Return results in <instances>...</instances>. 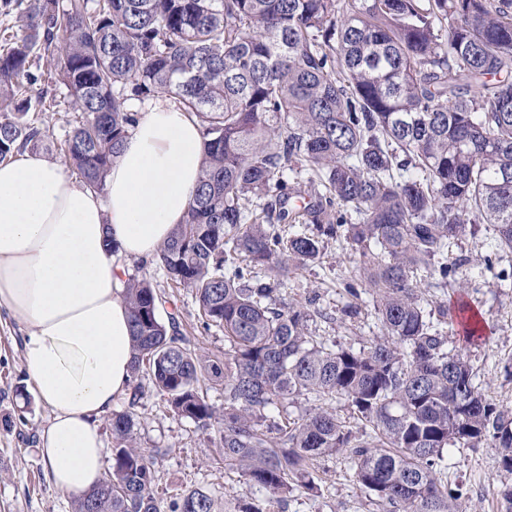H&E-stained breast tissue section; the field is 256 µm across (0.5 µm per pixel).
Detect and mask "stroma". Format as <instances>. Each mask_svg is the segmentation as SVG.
Listing matches in <instances>:
<instances>
[{
    "label": "stroma",
    "instance_id": "1",
    "mask_svg": "<svg viewBox=\"0 0 512 512\" xmlns=\"http://www.w3.org/2000/svg\"><path fill=\"white\" fill-rule=\"evenodd\" d=\"M496 230L491 224H470L449 249V260L468 258L463 283L436 288L430 279L419 282L428 302L453 306L463 301L477 313L485 330V341L465 342L457 323L446 328L448 349L469 360L474 383L490 402L512 408V284L500 281L480 264V255L494 245ZM359 253L346 239L329 241L320 262L295 271L284 296L290 300L314 299L316 317L311 329L326 342L360 349L380 332L371 291H362L358 313L346 317L343 310L351 297L346 282L358 279ZM124 276L149 279L161 294L160 316L175 313L191 346L204 358L224 353V335L218 329H203L195 298L189 290L171 287L156 259L127 261ZM24 328L8 316H0V512H74V497L53 485L39 451V437L52 412L33 397H16V387L34 389L24 359ZM127 413L134 420L137 447L154 458V485L161 508H168L176 494L204 487L214 496V512H235L241 498L253 496L241 472L225 464L214 444V430H203L178 418L166 396L144 384L140 399L119 396L110 413L99 419L106 447H113L112 418ZM316 487H295L284 503L271 504L269 512H378L377 503L354 478L349 458L331 456L313 464ZM511 477L499 468L493 445L479 448H449L442 482L449 490L467 488L461 512H501L499 490Z\"/></svg>",
    "mask_w": 512,
    "mask_h": 512
}]
</instances>
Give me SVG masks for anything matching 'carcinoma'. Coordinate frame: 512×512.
I'll return each mask as SVG.
<instances>
[{
	"label": "carcinoma",
	"mask_w": 512,
	"mask_h": 512,
	"mask_svg": "<svg viewBox=\"0 0 512 512\" xmlns=\"http://www.w3.org/2000/svg\"><path fill=\"white\" fill-rule=\"evenodd\" d=\"M337 2L27 0L22 34L0 32V161L55 145L102 194L137 122L127 102L174 97L204 158L158 260L229 348L202 361L178 315L161 320L151 282L131 277L132 378L146 374L180 419L223 422L224 462L266 492L237 512H267L292 478L314 489L312 461L330 455L351 460L383 512H459L461 494L442 489L444 450L490 443L512 474V410L446 350L439 325L465 308L426 309L416 274L456 278L469 260L448 265V247L468 224L495 225L512 253V0H360L346 13ZM42 58L78 113L58 143L28 119L54 108L30 95ZM287 169L317 186L299 211ZM296 222L315 231L275 229ZM342 237L361 248L382 326L359 351L315 339L310 308L282 298ZM204 381L224 388V413ZM304 394L345 401L372 433L321 406L269 419ZM112 434V472L75 512H161L131 416H114ZM213 506L194 488L170 512Z\"/></svg>",
	"instance_id": "carcinoma-1"
}]
</instances>
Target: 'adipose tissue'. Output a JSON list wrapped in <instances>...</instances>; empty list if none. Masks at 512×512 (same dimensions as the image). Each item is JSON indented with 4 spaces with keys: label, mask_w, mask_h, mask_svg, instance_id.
I'll return each instance as SVG.
<instances>
[{
    "label": "adipose tissue",
    "mask_w": 512,
    "mask_h": 512,
    "mask_svg": "<svg viewBox=\"0 0 512 512\" xmlns=\"http://www.w3.org/2000/svg\"><path fill=\"white\" fill-rule=\"evenodd\" d=\"M203 157L196 120L160 98L141 113L105 194L39 154L0 163V312L29 328V376L53 410L39 453L63 494L82 495L102 479L96 421L131 379L120 261L150 258L168 240Z\"/></svg>",
    "instance_id": "ef3b65f1"
}]
</instances>
